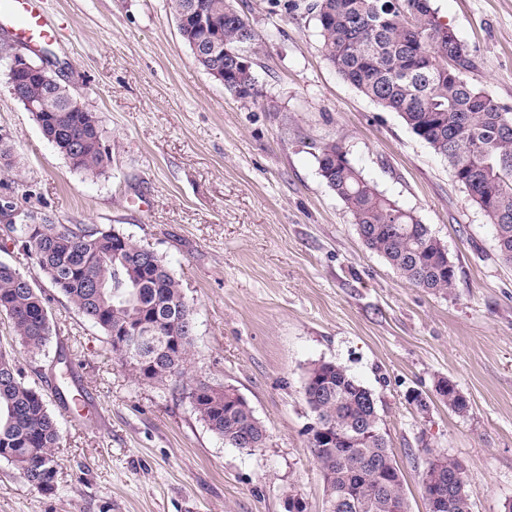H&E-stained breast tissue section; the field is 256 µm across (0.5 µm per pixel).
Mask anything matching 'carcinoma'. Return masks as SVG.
<instances>
[{
	"label": "carcinoma",
	"instance_id": "cac0c4a2",
	"mask_svg": "<svg viewBox=\"0 0 512 512\" xmlns=\"http://www.w3.org/2000/svg\"><path fill=\"white\" fill-rule=\"evenodd\" d=\"M224 46L245 55L252 35L230 0H199ZM325 59L350 85L397 113L411 132L448 162L452 176L492 225L499 256L512 262V113L469 83L470 61L456 34L448 33L430 0H311ZM224 70V90L241 99L260 95L255 72L237 68L222 54L207 66ZM26 98L40 102L35 120L43 137L79 171L102 173L109 163L104 130L93 112L70 108L66 84L21 83ZM321 176L352 215L368 249L383 257L417 288L450 293L455 267L427 225L381 194L336 143L320 149ZM11 238L36 270L106 336L112 354L137 380L163 385L170 369L186 371L193 360L195 317L180 281L165 259L112 225L10 224ZM29 275L0 262V315L17 343L33 356L45 353L52 336L46 298L29 288ZM141 328L154 339L122 351L114 333ZM437 394L459 415L470 410L448 379ZM303 396L313 417L328 425L309 448L320 470L326 512H388L387 498L405 495L390 451L375 394L334 362L310 365ZM192 407L224 444L254 448L267 430L230 385L197 380L188 392ZM61 431L46 395L24 381L20 368L0 351V461L26 483L51 478L60 466ZM443 479L423 494L448 493L442 512H472L462 465L444 460Z\"/></svg>",
	"mask_w": 512,
	"mask_h": 512
}]
</instances>
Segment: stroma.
<instances>
[{
	"instance_id": "35a3bbf8",
	"label": "stroma",
	"mask_w": 512,
	"mask_h": 512,
	"mask_svg": "<svg viewBox=\"0 0 512 512\" xmlns=\"http://www.w3.org/2000/svg\"><path fill=\"white\" fill-rule=\"evenodd\" d=\"M307 2L235 0L262 90L245 101L197 65L167 0H45L59 40L31 57L51 60L96 113L110 154L99 175L72 168L0 74L13 147L0 225L112 224L163 256L195 311L193 375L237 389L269 435L250 453L226 446L174 385L130 376L0 233V262L29 274L53 321L34 357L0 316V350L47 394L62 433L53 491L0 462V512H285L291 494L324 512L303 397L322 360L375 393L410 512H426L432 452L464 465L473 512L512 501V264L447 161L328 64ZM431 6L465 45L469 81L512 112V0ZM328 142L443 242L452 293L410 285L363 245L320 174ZM442 378L467 414L437 395ZM436 391L441 399L448 404V408L455 413L464 415L469 412L470 405L468 400L453 381L448 379L438 381Z\"/></svg>"
}]
</instances>
